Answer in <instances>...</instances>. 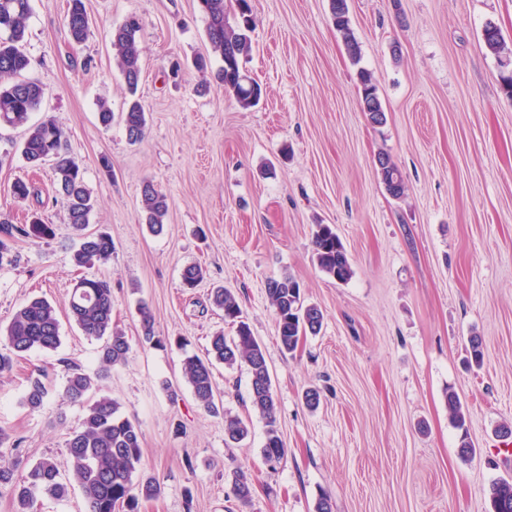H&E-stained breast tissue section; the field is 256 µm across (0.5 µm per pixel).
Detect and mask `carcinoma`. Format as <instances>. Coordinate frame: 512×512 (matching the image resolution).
I'll use <instances>...</instances> for the list:
<instances>
[{"mask_svg": "<svg viewBox=\"0 0 512 512\" xmlns=\"http://www.w3.org/2000/svg\"><path fill=\"white\" fill-rule=\"evenodd\" d=\"M206 20V35L212 51L223 65L219 79L224 92L243 108L255 106L261 96L256 82L246 81L241 59L251 51L250 33L253 18L247 0H237L239 17L230 24L226 0H197ZM333 24L342 37L352 60L360 57V47L350 25L347 0H330ZM32 13V0H0V126L21 127L28 123L30 113L36 111L46 94L45 86L23 73L30 67L24 40L27 22ZM65 26L71 44L82 45L89 34V18L84 0H68ZM141 20L127 18L112 29L113 58L127 87L130 99L121 120L130 142L139 141L145 131L146 114L137 96L142 72ZM484 43L493 51L503 49V37L494 25L483 31ZM361 108L374 125L386 120L385 110L372 76L362 70L358 73ZM23 159L32 167L40 166L49 158L56 159L54 189L66 201L68 223L80 232V241L73 252V263L92 268L106 264L112 257V240L103 234H86L94 204L87 191L79 164L62 153V131L51 119L27 128L21 145ZM378 167L387 192L394 197L403 195V182L393 186L392 173L398 172L385 154L377 156ZM12 195L19 201L39 196V188L32 180L17 179ZM141 223L159 235L164 230L168 211L166 195L151 181L143 183ZM35 235L47 238L53 227L41 218H33L30 225H17L9 217H0V265L14 261L8 241L16 236ZM313 254L322 272L340 281H347L351 265L345 247L330 224H317L313 233ZM267 294L276 313L277 337L281 347L294 352L302 339L321 330L323 313L301 296L299 283L290 275L272 278L266 283ZM211 304L224 312V319L236 325L235 334L226 336L217 332L210 339L207 359L197 356L185 359L182 375L197 402L207 412L219 413L216 388L213 381V362L232 367L243 363L250 375V405L265 422L266 440L263 456L266 463L275 465L286 454L279 432L272 381L264 350L253 335L250 326L241 319V309L233 294L224 288L215 289ZM143 339L164 348L170 339L155 335L149 307H138ZM112 287L105 278H81L70 299V316L75 325L89 337L103 341L100 363L104 369L127 361L130 344L125 333L112 318ZM61 345L60 321L55 308L44 298H33L22 304L9 323L0 327V374L12 369L24 354L40 349L54 351ZM92 389V378L81 367L69 368L65 397L73 403H82ZM49 389L41 378L30 379L24 404L31 410L43 407ZM448 409L458 429L462 431L459 449L463 456L473 453L468 440L466 419L458 396L446 394ZM225 435L238 443L249 434L247 424L238 417L224 418ZM9 435L0 429V491L9 490L17 505V512H31L40 496L62 499L69 493V484L63 481L57 463L51 457L43 458L26 472L19 471L16 460L6 458ZM142 433L138 424L123 415L120 403L110 397H101L86 406L85 413L66 442L73 477L78 484L86 512H140V504L159 496L160 483L144 474L142 460ZM232 490L245 508L252 497L251 479L241 470L233 472ZM492 512H512V481L501 479L490 485Z\"/></svg>", "mask_w": 512, "mask_h": 512, "instance_id": "cac0c4a2", "label": "carcinoma"}]
</instances>
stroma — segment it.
<instances>
[{
    "instance_id": "35a3bbf8",
    "label": "stroma",
    "mask_w": 512,
    "mask_h": 512,
    "mask_svg": "<svg viewBox=\"0 0 512 512\" xmlns=\"http://www.w3.org/2000/svg\"><path fill=\"white\" fill-rule=\"evenodd\" d=\"M330 0H250L252 52L242 61L262 87L244 109L214 79L221 65L206 39L197 0H84L90 34L69 42L67 0H35L28 22V77L47 94L30 121L52 118L95 202L88 232L112 239V257L77 270L78 244L53 192L52 163L33 170L20 147L25 128L0 129V213L26 223L39 213L54 235L16 237L14 263L0 266V324L32 297L52 303L61 346L34 350L0 375V427L29 467L54 458L70 474L66 440L84 415L66 400L69 365L96 381L90 399H117L142 432L147 474L160 495L141 512H240L232 473L253 484L247 512H315L327 495L334 512H490L488 488L512 478V97L502 60H512V0H348L360 46L352 60ZM142 31L140 95L146 133L130 143L121 121L102 126L100 101L118 116L125 84L111 36L126 17ZM495 25L503 52L482 33ZM209 57L201 72L192 61ZM375 80L386 111L369 123L357 73ZM389 155L405 192L392 197L376 167ZM30 178L41 201H17L11 185ZM153 181L168 198L161 235L140 222L141 189ZM336 229L352 276L336 281L313 256L316 225ZM201 265L196 288L182 271ZM289 274L306 303L323 312L318 334L282 349L266 282ZM112 284L113 318L131 352L100 374L99 340L69 320L80 276ZM236 296L263 346L277 420L287 448L266 464L265 424L249 403L245 365L214 364V416L182 378L185 356H205L216 332L235 328L208 294ZM156 335L189 341L160 349L140 340L139 301ZM483 364L467 361L471 335ZM43 375V408L23 404L28 379ZM321 392L317 409L307 389ZM458 395L466 430L450 417ZM248 421L246 440L227 443L224 419ZM468 434L471 457L458 452Z\"/></svg>"
}]
</instances>
